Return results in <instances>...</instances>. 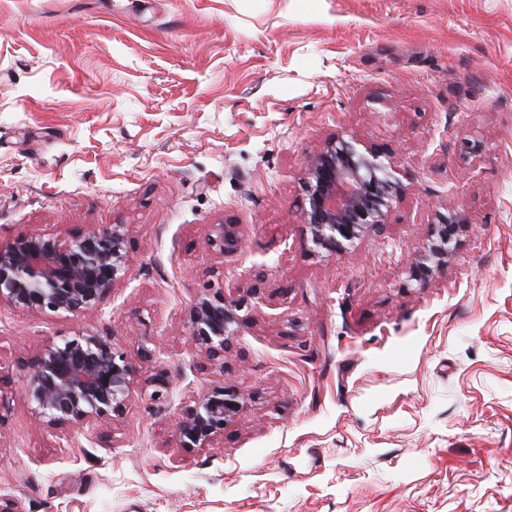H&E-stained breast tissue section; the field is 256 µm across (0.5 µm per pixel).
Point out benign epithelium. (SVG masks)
<instances>
[{"label":"benign epithelium","instance_id":"obj_1","mask_svg":"<svg viewBox=\"0 0 512 512\" xmlns=\"http://www.w3.org/2000/svg\"><path fill=\"white\" fill-rule=\"evenodd\" d=\"M397 174L398 165L375 146L360 148L354 139L340 136L328 140L303 179V220L313 244L332 255L385 224L403 191ZM437 219L410 268L415 281L425 282L448 265L449 244L465 223L452 209ZM125 237L124 225L108 224L70 241L34 233L0 246V304L64 317L99 308L127 276ZM240 242L236 224H215L207 237L208 247L223 255L237 251ZM240 310L222 288H208L195 299L188 310V338L196 354L224 366L225 351L246 327ZM135 383L136 368L112 337L82 331L40 347L26 367L24 394L31 413L46 427L89 431L123 413ZM148 384L151 399L168 401L165 370ZM243 407L235 390L212 388L177 423L180 447H212Z\"/></svg>","mask_w":512,"mask_h":512}]
</instances>
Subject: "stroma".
Masks as SVG:
<instances>
[{"label": "stroma", "instance_id": "1", "mask_svg": "<svg viewBox=\"0 0 512 512\" xmlns=\"http://www.w3.org/2000/svg\"><path fill=\"white\" fill-rule=\"evenodd\" d=\"M335 136L390 155L403 192L329 256L302 182ZM450 208L447 269L411 280ZM104 224L128 273L103 305H0V492L23 512H512V0H0V245ZM207 288L248 327L201 369ZM82 329L140 382L96 434L53 433L19 365ZM220 384L242 412L178 448ZM240 242V231L238 225L235 224L213 225L211 233L207 237L208 247L223 255L237 251Z\"/></svg>", "mask_w": 512, "mask_h": 512}]
</instances>
